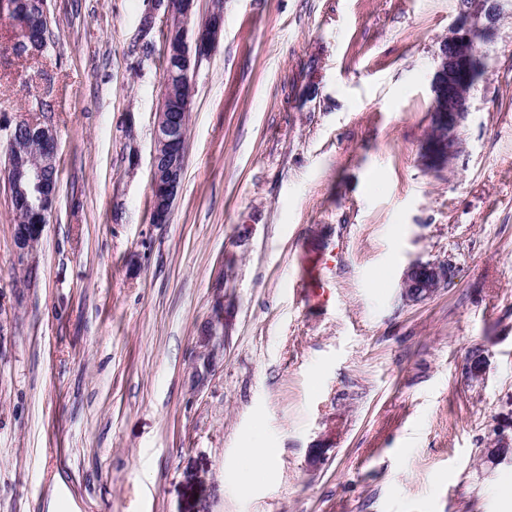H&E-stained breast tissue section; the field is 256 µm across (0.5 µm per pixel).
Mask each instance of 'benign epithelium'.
<instances>
[{
	"mask_svg": "<svg viewBox=\"0 0 512 512\" xmlns=\"http://www.w3.org/2000/svg\"><path fill=\"white\" fill-rule=\"evenodd\" d=\"M168 49L183 65L181 75L191 82L199 61L207 56L218 41L223 18L214 13L189 31L187 27L196 0H166ZM505 0H469L448 31L437 54V65L431 81V127L435 136L427 145V160L440 164L462 150L458 129L470 109L474 89V64L480 55L479 45L487 42L498 25ZM186 141V130L175 126L165 113L157 112L155 146L152 158L151 207L154 223L165 224L185 173V150L172 152L161 159L160 150L167 144ZM46 161L31 159L28 169H19L12 185L13 194L22 196L33 209H39L49 197L44 184ZM454 276L446 263L417 262L404 272L400 288L404 300L419 303L432 296Z\"/></svg>",
	"mask_w": 512,
	"mask_h": 512,
	"instance_id": "1",
	"label": "benign epithelium"
}]
</instances>
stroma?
<instances>
[{
    "instance_id": "obj_1",
    "label": "stroma",
    "mask_w": 512,
    "mask_h": 512,
    "mask_svg": "<svg viewBox=\"0 0 512 512\" xmlns=\"http://www.w3.org/2000/svg\"><path fill=\"white\" fill-rule=\"evenodd\" d=\"M46 11L33 57L0 16V165L30 120L59 168L28 269L0 178V512H512V6L434 168L457 0H223L165 224L164 7ZM320 260L325 303L303 286ZM416 261L455 275L412 305ZM256 444L276 454L253 483ZM169 83L170 73L166 70L163 74V85L166 91L165 97ZM188 96V93H184L179 86L174 85L172 98H170L166 104V112H185L186 115H188L191 105V97H189L187 112L186 98ZM162 105L159 112H157L155 146L152 158L151 207L154 211V224L167 223L173 202L179 192L185 173L186 130L183 126L177 127L170 119H166V112H161ZM179 140L182 141L181 150L168 154L166 159L161 163L160 150L165 145L172 144Z\"/></svg>"
}]
</instances>
